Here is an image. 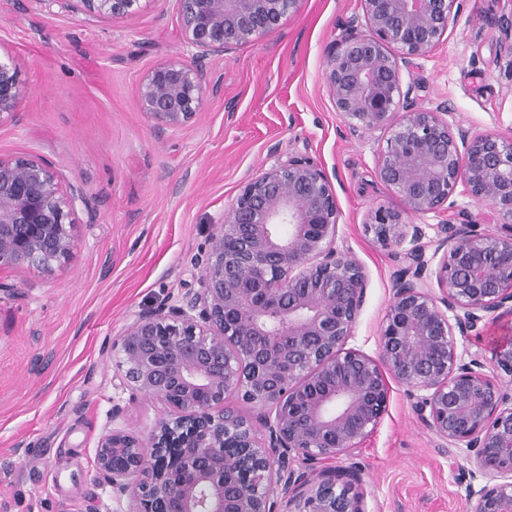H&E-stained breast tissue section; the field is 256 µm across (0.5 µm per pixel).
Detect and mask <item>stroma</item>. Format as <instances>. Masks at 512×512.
Wrapping results in <instances>:
<instances>
[{"instance_id":"stroma-1","label":"stroma","mask_w":512,"mask_h":512,"mask_svg":"<svg viewBox=\"0 0 512 512\" xmlns=\"http://www.w3.org/2000/svg\"><path fill=\"white\" fill-rule=\"evenodd\" d=\"M360 0H301L255 42L206 57L203 108L185 127H157L139 84L158 62L192 58L175 0L128 17L0 0V57L26 93L0 124V155L45 160L75 208L72 255L52 270L0 271V512H132L98 477L99 438L123 427L149 439L168 407L115 388L113 343L134 313L180 303L195 263L244 182L299 156L336 194L338 248L366 276L349 347L374 356L403 267L398 247L365 230L374 208L399 206L376 176L380 141L351 136L324 80V60ZM512 0H460L456 24L404 81L419 104L447 103L452 123L512 138V42L498 20ZM366 512H470L464 471L437 447L394 385L388 412L356 458Z\"/></svg>"}]
</instances>
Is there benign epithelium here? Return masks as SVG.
<instances>
[{"instance_id": "benign-epithelium-1", "label": "benign epithelium", "mask_w": 512, "mask_h": 512, "mask_svg": "<svg viewBox=\"0 0 512 512\" xmlns=\"http://www.w3.org/2000/svg\"><path fill=\"white\" fill-rule=\"evenodd\" d=\"M127 17L143 0H76ZM458 0H361L363 19L327 53L324 77L351 134L380 132L377 177L402 203L366 222L376 242L404 248L374 358L347 347L363 307L365 273L336 247L339 211L325 173L294 158L247 180L197 258L198 288L182 304L134 315L113 343L114 385L162 401L146 446L114 428L95 467L132 512H366L355 465L387 412L392 383L416 397L439 447L474 463L473 512H512V392L484 372L512 378V337L491 357L469 346L488 314L512 315V140L472 135L444 118L448 105H417L403 71L428 56L454 25ZM185 43L218 57L277 29L300 0H176ZM211 79L192 59L171 58L141 79L142 112L180 128L201 111ZM25 87L0 60V123ZM502 222L500 234L466 223L436 225L449 246L429 285L417 214L447 212L457 189ZM52 167L0 156V271H48L74 249V206ZM241 396L255 413L224 405Z\"/></svg>"}]
</instances>
